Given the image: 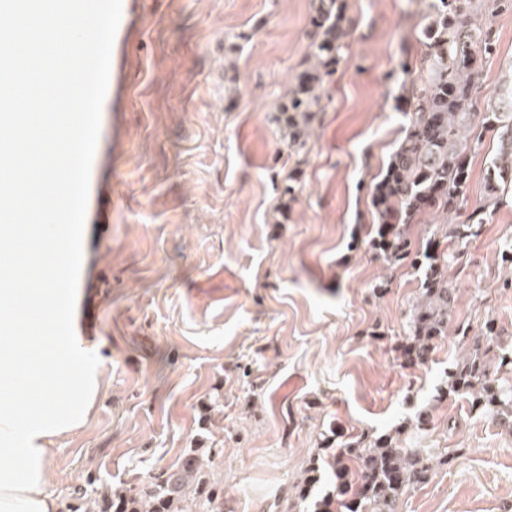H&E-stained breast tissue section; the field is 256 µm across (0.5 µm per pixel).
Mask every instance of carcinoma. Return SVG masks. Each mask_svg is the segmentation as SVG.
<instances>
[{
    "instance_id": "cac0c4a2",
    "label": "carcinoma",
    "mask_w": 512,
    "mask_h": 512,
    "mask_svg": "<svg viewBox=\"0 0 512 512\" xmlns=\"http://www.w3.org/2000/svg\"><path fill=\"white\" fill-rule=\"evenodd\" d=\"M492 2L493 12H511L512 0H439L421 31L420 81L403 96L408 123L403 138L391 154L371 191L376 219L369 245L392 266L424 268L418 296L412 305L406 362L423 364L435 343L448 335L456 297L448 268L451 254L438 250L453 238L467 240L478 234L512 190V87L498 94L486 111L472 112L479 99V62L497 53L498 40L490 19L477 17L478 4ZM312 18L314 38L308 47L306 67L291 81L280 104L278 120L288 135V147L300 153L306 144L314 115L322 111L325 81L336 71L340 51L350 32L342 0H316ZM496 143L486 169L484 197L466 218L448 225V216L461 214L472 175L471 149L486 133ZM443 216L427 238L425 248H415L408 227L426 215ZM466 353L447 373L438 395H468L471 404L499 423L512 427V349L501 348L494 319L485 321L481 333L467 336ZM401 427L375 437L361 433L354 440L336 443L325 436L322 465H311L298 479L299 498L307 502L320 481V469L331 476L329 488L312 502L308 512H398L409 488L429 476V458L422 448L403 447ZM204 448H192L165 478L140 492H117L103 501L100 512H187L190 497L218 496L204 480Z\"/></svg>"
}]
</instances>
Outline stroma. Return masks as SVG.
<instances>
[{"label": "stroma", "instance_id": "obj_1", "mask_svg": "<svg viewBox=\"0 0 512 512\" xmlns=\"http://www.w3.org/2000/svg\"><path fill=\"white\" fill-rule=\"evenodd\" d=\"M430 3L343 0L350 34L297 154L276 116L304 67L312 0H127V83L105 98L90 177L111 206L85 228L81 270L105 384L56 442L59 512L147 486L193 448L212 450L224 490L194 512H282L329 425L381 435L422 410L431 473L398 512H512V428L438 396L459 328L495 319L512 347V197L450 245L456 304L426 364L401 353L422 272L368 245ZM493 27L480 112L512 78V13Z\"/></svg>", "mask_w": 512, "mask_h": 512}]
</instances>
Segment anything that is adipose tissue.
Instances as JSON below:
<instances>
[{
	"label": "adipose tissue",
	"instance_id": "ef3b65f1",
	"mask_svg": "<svg viewBox=\"0 0 512 512\" xmlns=\"http://www.w3.org/2000/svg\"><path fill=\"white\" fill-rule=\"evenodd\" d=\"M40 271L23 289V305L0 304V390L41 389L35 405L0 404V448L13 457L0 467V512H58L51 490V445L81 428L93 410L103 373L93 357L95 345L83 336L79 305L83 291L73 288L67 301L40 287ZM44 324L49 332L22 341L16 321Z\"/></svg>",
	"mask_w": 512,
	"mask_h": 512
}]
</instances>
